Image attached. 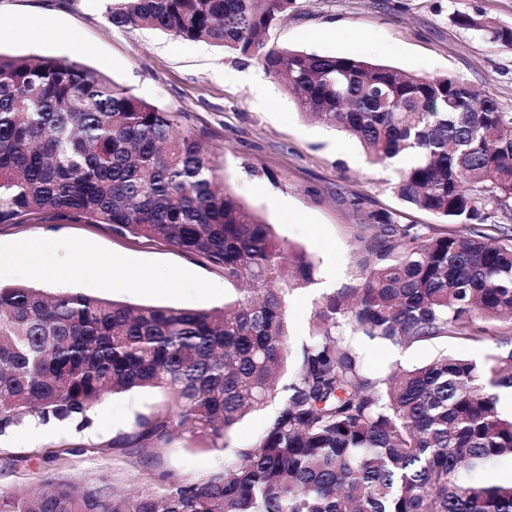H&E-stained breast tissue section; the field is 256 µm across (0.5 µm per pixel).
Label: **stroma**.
I'll return each instance as SVG.
<instances>
[{
    "mask_svg": "<svg viewBox=\"0 0 512 512\" xmlns=\"http://www.w3.org/2000/svg\"><path fill=\"white\" fill-rule=\"evenodd\" d=\"M110 0H0V54L76 60L129 87L140 98L183 113L224 168V182L247 207L274 224L277 235L310 253L313 284L287 296L293 343L307 339L318 300L353 284L360 257L356 239L364 211H405L408 221L445 233L449 224L406 208L393 192L394 167L370 164L358 142L344 132L301 115L285 85L254 59L234 58L204 41H185L151 29L113 28ZM512 27V0H298L270 30L267 43L325 56H360L407 73L452 75L475 85L512 112V48L486 41L455 22L457 13ZM36 18L51 33L31 41L25 31ZM363 211L354 210V197ZM49 237L56 269L29 270L21 253ZM0 252L16 253L1 285H26L57 294L77 291L130 305L187 310L223 307L233 297L222 274L165 243L115 235L105 224L29 220L0 224ZM149 280L129 287L139 272ZM351 345L375 375L430 362L448 351L484 360L488 349L456 339H437L408 349L380 345L351 333ZM171 400L159 391L106 398L87 426L50 421L0 436V489L22 490L52 476L72 481L107 478L129 494L155 484L159 474L202 476L250 446L275 412L267 407L243 419L224 450L184 431L168 444L106 446L130 431L138 415Z\"/></svg>",
    "mask_w": 512,
    "mask_h": 512,
    "instance_id": "obj_1",
    "label": "stroma"
}]
</instances>
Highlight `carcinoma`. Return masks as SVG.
Wrapping results in <instances>:
<instances>
[{"label":"carcinoma","mask_w":512,"mask_h":512,"mask_svg":"<svg viewBox=\"0 0 512 512\" xmlns=\"http://www.w3.org/2000/svg\"><path fill=\"white\" fill-rule=\"evenodd\" d=\"M296 0H120L118 29L152 28L258 60L302 114L355 138L374 163L403 156L394 192L465 229L434 233L399 212H364L355 284L322 296L307 340L290 345L285 295L314 282L228 188L183 113L74 60L0 54V224H107L166 243L238 287L221 309L132 306L80 292L0 286V436L31 420L89 423L94 402L160 389L107 449L169 443L185 428L213 450L246 414L280 407L250 447L197 478L171 473L133 495L53 478L0 489V512H512V483L474 479L512 459V112L455 76H420L354 56L270 47ZM512 47V29L457 14ZM356 331L409 348L440 338L497 350L478 363L440 355L371 375Z\"/></svg>","instance_id":"cac0c4a2"}]
</instances>
